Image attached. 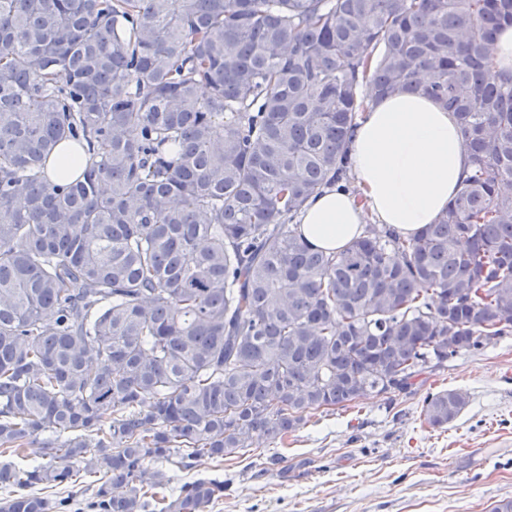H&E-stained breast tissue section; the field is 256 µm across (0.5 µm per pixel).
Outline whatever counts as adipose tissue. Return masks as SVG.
<instances>
[{"label":"adipose tissue","mask_w":512,"mask_h":512,"mask_svg":"<svg viewBox=\"0 0 512 512\" xmlns=\"http://www.w3.org/2000/svg\"><path fill=\"white\" fill-rule=\"evenodd\" d=\"M350 156L354 190H324L299 216L302 236L330 252L361 236L369 222L415 235L446 210L468 166L453 115L407 90L369 105Z\"/></svg>","instance_id":"obj_1"}]
</instances>
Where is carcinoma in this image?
Segmentation results:
<instances>
[{"label": "carcinoma", "instance_id": "cac0c4a2", "mask_svg": "<svg viewBox=\"0 0 512 512\" xmlns=\"http://www.w3.org/2000/svg\"><path fill=\"white\" fill-rule=\"evenodd\" d=\"M508 26L512 0H0V512L81 477L94 512H206L224 480L169 495L152 463L241 457L511 333ZM365 86L455 113L470 166L436 223L327 252L295 221L348 181Z\"/></svg>", "mask_w": 512, "mask_h": 512}]
</instances>
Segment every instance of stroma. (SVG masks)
I'll list each match as a JSON object with an SVG mask.
<instances>
[{
    "label": "stroma",
    "mask_w": 512,
    "mask_h": 512,
    "mask_svg": "<svg viewBox=\"0 0 512 512\" xmlns=\"http://www.w3.org/2000/svg\"><path fill=\"white\" fill-rule=\"evenodd\" d=\"M444 389L467 405L434 429L420 411ZM214 475L226 489L207 512H490L512 499V334L448 360L415 394H369L242 458H199L174 482Z\"/></svg>",
    "instance_id": "35a3bbf8"
}]
</instances>
